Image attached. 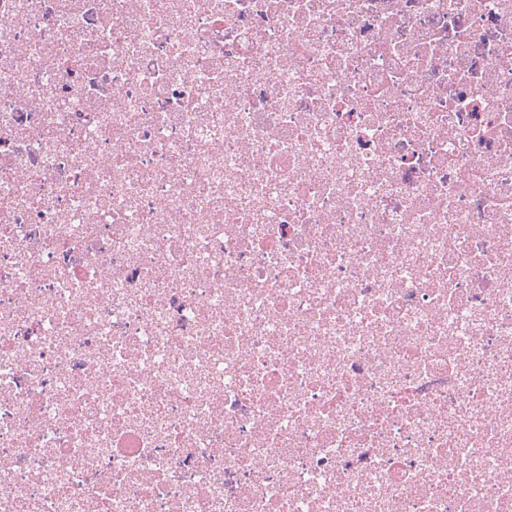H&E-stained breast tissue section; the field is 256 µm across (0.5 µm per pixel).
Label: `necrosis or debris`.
<instances>
[{"mask_svg":"<svg viewBox=\"0 0 512 512\" xmlns=\"http://www.w3.org/2000/svg\"><path fill=\"white\" fill-rule=\"evenodd\" d=\"M0 512H512V0H0Z\"/></svg>","mask_w":512,"mask_h":512,"instance_id":"1","label":"necrosis or debris"}]
</instances>
